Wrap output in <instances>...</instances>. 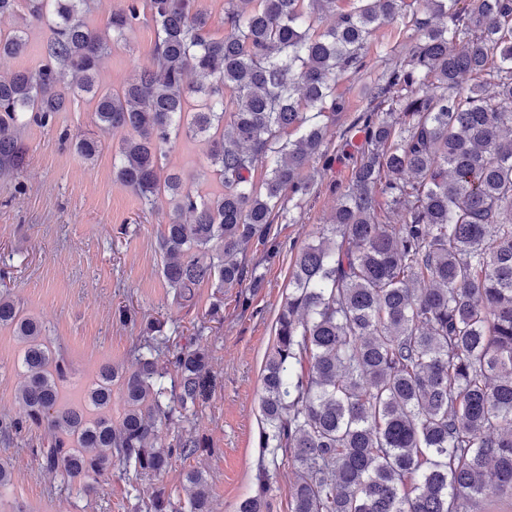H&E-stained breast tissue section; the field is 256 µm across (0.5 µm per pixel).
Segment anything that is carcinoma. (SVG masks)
I'll list each match as a JSON object with an SVG mask.
<instances>
[{"mask_svg": "<svg viewBox=\"0 0 512 512\" xmlns=\"http://www.w3.org/2000/svg\"><path fill=\"white\" fill-rule=\"evenodd\" d=\"M19 1L50 35L44 65L0 77V171L22 164L28 125L92 95L99 133L132 131L117 179L148 211L172 205L160 249L175 301L210 282L214 316L243 283L238 255L254 243L277 254L270 225L295 223L314 193L304 171L331 164L328 131L349 111L340 86L366 68L374 32L411 31L407 60L364 93V139L336 208L296 254L263 368L259 447L293 467L289 512H512V0H224L221 38L196 0H121L110 40L86 22L93 0H0V15ZM142 19L152 66L102 87L101 60ZM27 43L24 28L0 32V61ZM182 138L205 145L220 193L167 167ZM100 146L76 142L86 158ZM0 326L24 344L28 372L27 419H0V432L53 429L33 451L42 469L89 490L116 466L159 476L208 448L183 426L211 384L207 348L173 347L147 323L133 372L100 369L89 417L59 409L68 364L2 292ZM162 348L171 370L154 357ZM116 381L118 426L107 415ZM163 426L178 429L168 443ZM185 483L186 503L163 486L136 512H209L202 471ZM268 492L264 469L238 512H267Z\"/></svg>", "mask_w": 512, "mask_h": 512, "instance_id": "carcinoma-1", "label": "carcinoma"}]
</instances>
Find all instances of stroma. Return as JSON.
<instances>
[{"instance_id":"obj_1","label":"stroma","mask_w":512,"mask_h":512,"mask_svg":"<svg viewBox=\"0 0 512 512\" xmlns=\"http://www.w3.org/2000/svg\"><path fill=\"white\" fill-rule=\"evenodd\" d=\"M155 34L140 23L128 45L112 49L101 66L103 87L120 88L138 69L152 62ZM409 40L394 25L379 28L367 49L369 71L341 86L350 102L328 135L344 150L329 167L315 173L317 192L300 209L294 223L273 225L280 253L267 258L262 246H251L244 266L262 276L249 310L237 303V289L224 292V318L210 319L216 290L206 283L187 305L176 304L162 275L160 233L171 213L168 202L143 209L139 198L116 177L114 160L129 132L111 131L92 158L80 155L75 143L94 132L93 105L74 100L59 113L54 126L30 125L22 134L26 151L22 168L0 173V291L9 293L23 315L40 322L49 346L65 359L72 374L64 386L74 408H87L88 391L106 365L125 372L137 365L133 354L142 324L121 322L129 308L145 321L163 323L170 342L198 338L209 349L216 386L196 409L190 425L209 448L187 460H174L160 477L142 476L129 483L120 471L102 479L93 491L41 470L32 451L48 447L47 428L31 427L7 444L0 441V461L9 463L12 480L0 490V512H133L138 500L165 485L174 498H185L184 475L201 470L208 482L209 512H238L252 494L262 450L260 396L262 370L275 342V321L288 293L296 252L312 240L336 205L335 186L345 185L362 142L354 135L342 144L340 134L363 107L362 92L374 73L402 61ZM196 187L206 167L205 147L177 141L167 158ZM24 346L11 329L0 327V417H23L17 390L25 377Z\"/></svg>"}]
</instances>
